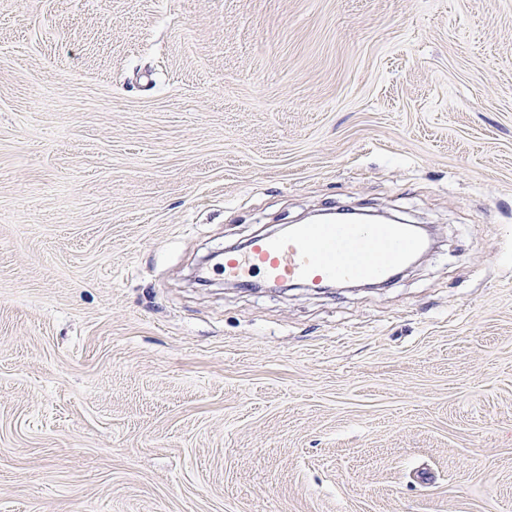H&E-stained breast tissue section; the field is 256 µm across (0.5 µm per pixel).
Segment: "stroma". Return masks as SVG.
Instances as JSON below:
<instances>
[{"instance_id": "1", "label": "stroma", "mask_w": 512, "mask_h": 512, "mask_svg": "<svg viewBox=\"0 0 512 512\" xmlns=\"http://www.w3.org/2000/svg\"><path fill=\"white\" fill-rule=\"evenodd\" d=\"M338 208L437 241L206 260ZM0 512H512V0H0ZM424 247L410 224H297L281 236H254L244 250H226L224 277L258 271L269 283L321 288L336 281L385 282Z\"/></svg>"}]
</instances>
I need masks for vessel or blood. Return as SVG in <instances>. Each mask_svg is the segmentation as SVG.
Returning <instances> with one entry per match:
<instances>
[{
    "label": "vessel or blood",
    "instance_id": "1",
    "mask_svg": "<svg viewBox=\"0 0 512 512\" xmlns=\"http://www.w3.org/2000/svg\"><path fill=\"white\" fill-rule=\"evenodd\" d=\"M424 246L409 224H298L281 236L257 235L225 251L227 279L260 272L271 283L319 288L336 281L384 282Z\"/></svg>",
    "mask_w": 512,
    "mask_h": 512
}]
</instances>
